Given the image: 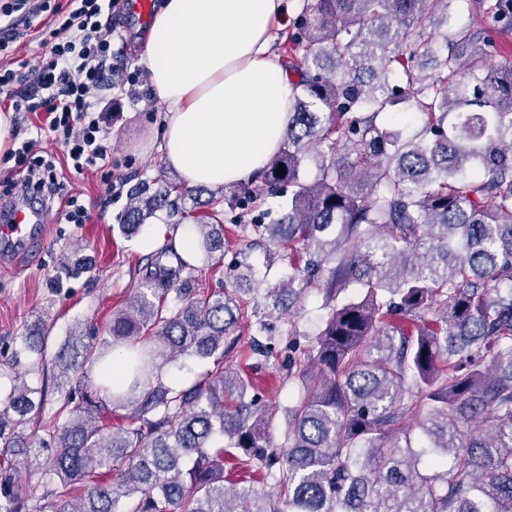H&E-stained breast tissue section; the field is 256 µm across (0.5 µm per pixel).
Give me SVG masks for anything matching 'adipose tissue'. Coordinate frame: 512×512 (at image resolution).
<instances>
[{"label":"adipose tissue","instance_id":"1","mask_svg":"<svg viewBox=\"0 0 512 512\" xmlns=\"http://www.w3.org/2000/svg\"><path fill=\"white\" fill-rule=\"evenodd\" d=\"M291 0H160L140 59L163 106L164 165L247 181L283 146L292 86L273 48Z\"/></svg>","mask_w":512,"mask_h":512}]
</instances>
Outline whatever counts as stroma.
I'll use <instances>...</instances> for the list:
<instances>
[{
    "label": "stroma",
    "mask_w": 512,
    "mask_h": 512,
    "mask_svg": "<svg viewBox=\"0 0 512 512\" xmlns=\"http://www.w3.org/2000/svg\"><path fill=\"white\" fill-rule=\"evenodd\" d=\"M109 97L111 104L101 114V126L112 149L110 169L68 173L63 178L66 191L80 194L91 205L93 221L47 224L29 252L0 257V387L12 384L9 363L13 352L23 346L27 325L44 318L51 328L48 344L39 366L25 376L29 386L49 389L50 399L39 413L44 422L52 418L60 397L56 353L71 336L102 332L113 309L124 306L145 274L149 249L141 244L143 236H152L154 246L162 247L202 213L188 199L181 222L160 211L146 220L139 234L129 237L120 232L129 200L112 196L110 185L122 183L130 188L145 178L162 175L172 180L176 173L161 158L163 108L148 77L140 76L133 86H115ZM239 246L237 227L225 225L223 264L216 269L197 265L193 276L200 287L223 288ZM226 362L247 370L252 393L274 413L273 441L281 443L287 420L284 408L292 402L296 386L284 383L283 372L273 366H251L246 342H239Z\"/></svg>",
    "instance_id": "1"
}]
</instances>
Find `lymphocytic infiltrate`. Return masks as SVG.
<instances>
[{
  "instance_id": "f902f5d3",
  "label": "lymphocytic infiltrate",
  "mask_w": 512,
  "mask_h": 512,
  "mask_svg": "<svg viewBox=\"0 0 512 512\" xmlns=\"http://www.w3.org/2000/svg\"><path fill=\"white\" fill-rule=\"evenodd\" d=\"M122 0H5L0 5V96L17 112L42 111L76 173L109 165L97 115L113 76L135 84L139 69L112 49L121 35ZM39 140L22 141L12 155L16 196L36 197L47 215L70 224L92 214L78 197L60 198L52 162L37 156Z\"/></svg>"
}]
</instances>
